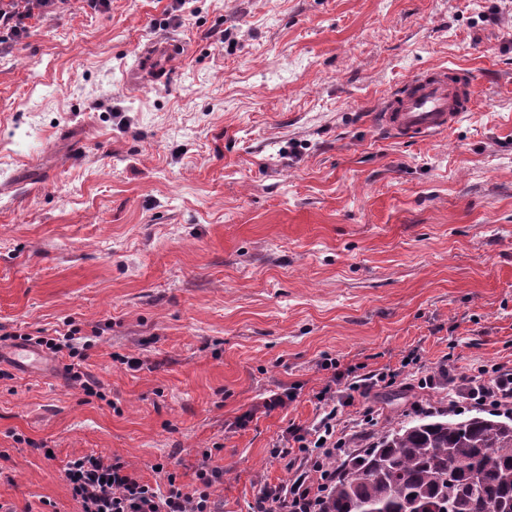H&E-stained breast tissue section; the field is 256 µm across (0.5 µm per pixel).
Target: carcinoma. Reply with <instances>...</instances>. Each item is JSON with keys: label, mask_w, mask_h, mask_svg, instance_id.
Wrapping results in <instances>:
<instances>
[{"label": "carcinoma", "mask_w": 512, "mask_h": 512, "mask_svg": "<svg viewBox=\"0 0 512 512\" xmlns=\"http://www.w3.org/2000/svg\"><path fill=\"white\" fill-rule=\"evenodd\" d=\"M324 512H512V415L428 414L350 459Z\"/></svg>", "instance_id": "1"}]
</instances>
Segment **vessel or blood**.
Here are the masks:
<instances>
[{
  "mask_svg": "<svg viewBox=\"0 0 512 512\" xmlns=\"http://www.w3.org/2000/svg\"><path fill=\"white\" fill-rule=\"evenodd\" d=\"M475 104L474 86L464 73L430 67L393 89L377 118L396 137L430 136L450 129ZM9 357L40 375L53 370L50 361L26 345L14 346Z\"/></svg>",
  "mask_w": 512,
  "mask_h": 512,
  "instance_id": "obj_1",
  "label": "vessel or blood"
}]
</instances>
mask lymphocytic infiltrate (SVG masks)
<instances>
[{"mask_svg": "<svg viewBox=\"0 0 512 512\" xmlns=\"http://www.w3.org/2000/svg\"><path fill=\"white\" fill-rule=\"evenodd\" d=\"M69 0H0V49L8 50L24 39L35 16L64 9ZM35 344L53 356H68L66 376L78 382L88 397L99 394L100 384L83 371V351L89 342L80 327L69 325L53 336H38ZM468 399L495 409L512 405V367L479 366L465 387ZM331 408L309 428H290L291 445L274 448V456H295L296 475L273 487L263 488L250 512H322L329 488L335 484L337 459L350 453L347 434L336 427V395L331 387L320 392ZM211 452H204L197 468L198 483L184 490L175 474H167L166 487L143 482L120 459L86 455L70 460L65 469L74 501L80 512H216L213 488L224 481L222 468L213 466Z\"/></svg>", "mask_w": 512, "mask_h": 512, "instance_id": "f902f5d3", "label": "lymphocytic infiltrate"}]
</instances>
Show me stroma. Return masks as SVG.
Wrapping results in <instances>:
<instances>
[{
  "mask_svg": "<svg viewBox=\"0 0 512 512\" xmlns=\"http://www.w3.org/2000/svg\"><path fill=\"white\" fill-rule=\"evenodd\" d=\"M168 5L71 0L0 52V335L74 322L104 394L0 363L11 512H77L78 457L188 489L206 450L220 512H250L334 374L395 375L338 411L364 449L417 402L474 414L449 390L512 365V0ZM432 66L470 74L475 110L417 141L375 127Z\"/></svg>",
  "mask_w": 512,
  "mask_h": 512,
  "instance_id": "35a3bbf8",
  "label": "stroma"
}]
</instances>
